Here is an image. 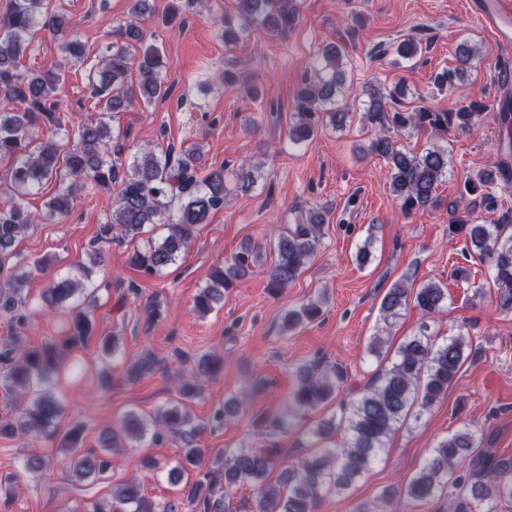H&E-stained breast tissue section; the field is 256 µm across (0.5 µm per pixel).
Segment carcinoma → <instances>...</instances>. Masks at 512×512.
I'll list each match as a JSON object with an SVG mask.
<instances>
[{"label": "carcinoma", "instance_id": "cac0c4a2", "mask_svg": "<svg viewBox=\"0 0 512 512\" xmlns=\"http://www.w3.org/2000/svg\"><path fill=\"white\" fill-rule=\"evenodd\" d=\"M148 12V0H130L128 19L115 26L116 40L106 44L88 71V84L102 116L73 131L64 124L59 92L66 66L86 61L90 51L66 15L49 10L48 0H12L9 11L0 14V163L8 164L10 179L7 201L0 206V261L13 255L15 243L31 224L66 215L79 191L88 186H111L117 195L111 215L98 225L97 241H138L131 264L145 275L159 276L188 249L195 227L209 223L211 212L224 206V167L203 170L199 149L170 147L160 154L146 149L128 164L120 159L122 146L112 149V141H120L121 135L113 134L109 118L170 93L162 77L160 51L144 45L140 19ZM236 12L241 29L253 27L271 37L287 35L298 19L297 0H236ZM36 29L62 41L65 56L49 68L22 72L21 59L30 49ZM421 52L422 43L416 39L395 47L396 57L403 60ZM321 56L324 66L316 78L302 82L297 94L295 122L288 129V141L293 144L310 141L325 120L341 129L350 119V112L338 105V98L348 92L341 53L330 46ZM463 82L464 74L457 68L443 70L434 80L440 90ZM360 96L364 97V118L381 127L369 151L389 164L390 188L403 212L433 203L435 186L448 173V150L434 147L419 155L404 152L396 147L390 130L415 129L426 123L443 130L453 124L465 127L487 108L479 101L466 100L454 113L432 112L426 107L407 112L401 109L405 97L401 84L389 90L369 84L361 89ZM42 123L64 132L67 144L37 141L36 127ZM50 179L58 183L57 194L42 213L35 215L28 210L27 198ZM175 201L179 206L173 211ZM326 221V211L313 209L306 223L292 224L278 235L273 244L274 260L267 269L269 292L279 294L299 277L320 246ZM449 230L465 235L466 246L489 263L498 302L511 312L512 235L506 234V225L460 223L449 225ZM88 256L89 263H80L76 272L51 281L43 292L49 306L74 312L66 340L36 347L25 346L21 337L14 336L0 344V392L6 398L22 396L26 400L12 417L0 420V435L49 438L55 433L62 403L53 378L60 375L69 351L91 335V320L84 307L94 302L96 289L87 282L93 268L105 260L104 251L96 247ZM262 260L261 251L250 245L235 254L227 267L215 268L194 298L195 310L210 311L224 300V291L233 280L247 275ZM44 266V260H36L27 271L0 282V311L9 314L17 325L26 320L27 284ZM446 299V289L434 282L416 289L397 283L381 301L382 321L387 324L397 318L410 302L422 316H429L438 312ZM321 312L319 302L291 310L285 329L311 321ZM469 349L470 342L463 333L439 339L422 324L418 334L397 347L391 367L351 400L340 418L321 421L313 431L329 438L339 430L341 443L282 466L281 479L276 483L268 481L271 471L281 466L274 443L214 457L199 447L198 439L207 423L192 415L189 402L223 368V359L210 354L198 357L196 372L190 377L175 376L179 400L159 408L152 424L129 413L119 429L100 434L97 449L79 447L82 427L75 426L68 435L70 467L75 477L94 479L112 468V453L131 447L150 430L156 434L165 431L181 443L179 458L169 475H180L189 468L206 469L203 479L182 489L194 512H226L225 497L244 482L257 489V512H317L324 495L346 492L370 468L394 430L435 406L470 357ZM157 365L155 356L146 351L129 363L125 374L138 379L152 373ZM297 376L298 385L290 400L296 411L313 410L329 402L343 380L339 370L320 361L298 366ZM238 411V401L229 399L214 410L211 423L231 419ZM482 443L483 436L470 427L456 430L436 444L398 493L385 492L380 502L394 512L402 497L423 501L443 494L448 497L450 512H498L499 503L512 500V460L484 450ZM92 512H180V505L174 501L156 503L143 496L134 483L121 482L112 486L110 499L92 505Z\"/></svg>", "mask_w": 512, "mask_h": 512}]
</instances>
